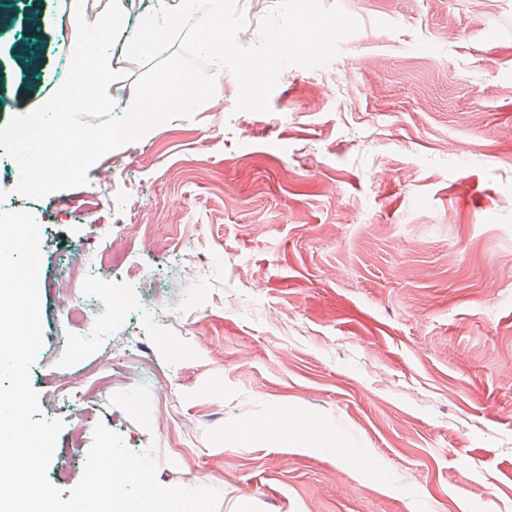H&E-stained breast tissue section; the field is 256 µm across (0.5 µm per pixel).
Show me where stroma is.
Segmentation results:
<instances>
[{"mask_svg": "<svg viewBox=\"0 0 512 512\" xmlns=\"http://www.w3.org/2000/svg\"><path fill=\"white\" fill-rule=\"evenodd\" d=\"M360 24L328 64L282 70L267 113L239 112L234 75L190 118L100 158L88 184L41 199L0 169V210L40 225V278L77 244L112 245L115 222L179 210L197 227L196 281L181 253L135 247L180 313L126 327L174 375L176 418L196 421L179 458L157 429L149 381L64 407L47 381L97 362L112 332L72 327L40 295L30 371L40 418L59 420L49 474L70 493L76 419L155 448L157 480L208 466L217 512H512V0H322ZM43 19L40 77L12 51ZM0 25V127L51 99L75 34L56 0H15ZM191 155L206 174L185 170ZM109 181H102V173ZM206 315V341L191 334ZM285 416L335 447L284 434L240 447L224 434Z\"/></svg>", "mask_w": 512, "mask_h": 512, "instance_id": "35a3bbf8", "label": "stroma"}]
</instances>
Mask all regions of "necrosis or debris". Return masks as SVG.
Here are the masks:
<instances>
[{"label":"necrosis or debris","mask_w":512,"mask_h":512,"mask_svg":"<svg viewBox=\"0 0 512 512\" xmlns=\"http://www.w3.org/2000/svg\"><path fill=\"white\" fill-rule=\"evenodd\" d=\"M178 217L173 210L160 212L149 224H121L115 228L112 246L102 250L81 249L67 256L54 279L48 283L57 308L65 316L76 317L88 330H98L102 325L122 324L132 306V297L123 290L108 291L102 279L105 270L125 266L128 262V247L141 243L155 252L165 253L173 245L172 238L160 231L162 225L176 223ZM124 365L112 374L99 375L97 369L60 372L55 384L63 402L85 395L96 399L107 397L113 385L139 382L145 374H152L157 393L153 407L160 424H167L172 417V386L161 374L153 373L151 365L140 356L133 344L122 347Z\"/></svg>","instance_id":"obj_1"}]
</instances>
